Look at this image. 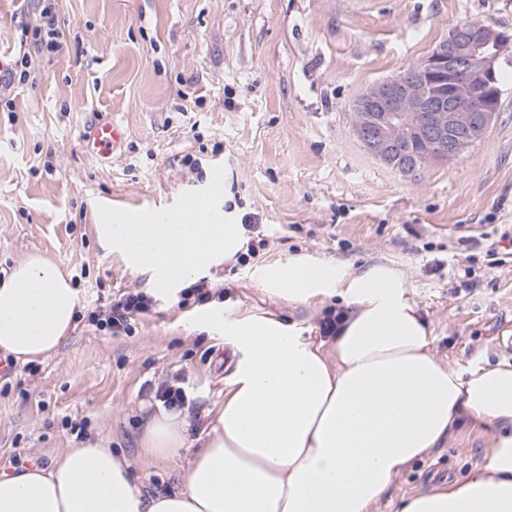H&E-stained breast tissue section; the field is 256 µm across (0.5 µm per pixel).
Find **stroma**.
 <instances>
[{"label":"stroma","mask_w":512,"mask_h":512,"mask_svg":"<svg viewBox=\"0 0 512 512\" xmlns=\"http://www.w3.org/2000/svg\"><path fill=\"white\" fill-rule=\"evenodd\" d=\"M47 5L54 53L22 32ZM460 21L510 31L512 0H0V55L31 61L28 81L0 93V277L39 253L80 297L58 352L0 378V473L49 467L84 433L127 457L144 492L181 489L234 372L225 324L273 317L320 343L322 321L339 312L332 298L291 303L264 290L298 257L352 270L391 260L441 359L463 372L512 362L496 341L512 334V54L498 66V119L452 164L404 178L349 123L362 90L419 62ZM106 113L126 133L109 166L81 141ZM186 194L209 199L225 223L255 218L244 229L255 257L200 270L205 304L157 294L96 231L105 214H169ZM134 288L152 307L131 334L91 324L104 298ZM174 374L189 401L184 445L155 459L140 439L162 405L145 385ZM488 447L486 432L461 422L375 512L466 478Z\"/></svg>","instance_id":"35a3bbf8"}]
</instances>
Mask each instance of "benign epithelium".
I'll use <instances>...</instances> for the list:
<instances>
[{
	"label": "benign epithelium",
	"mask_w": 512,
	"mask_h": 512,
	"mask_svg": "<svg viewBox=\"0 0 512 512\" xmlns=\"http://www.w3.org/2000/svg\"><path fill=\"white\" fill-rule=\"evenodd\" d=\"M512 51V32L453 25L411 73L377 81L353 102V135L369 155L415 178L459 158L497 119L495 67Z\"/></svg>",
	"instance_id": "obj_1"
}]
</instances>
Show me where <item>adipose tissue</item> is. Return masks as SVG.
<instances>
[{
  "label": "adipose tissue",
  "mask_w": 512,
  "mask_h": 512,
  "mask_svg": "<svg viewBox=\"0 0 512 512\" xmlns=\"http://www.w3.org/2000/svg\"><path fill=\"white\" fill-rule=\"evenodd\" d=\"M97 231L161 294L242 243L241 225L205 208L190 224L117 218ZM267 283L293 303L338 298L336 335L325 349L271 317L225 327L239 360L183 489L142 492L128 459L98 437L50 467L0 474V512H371L463 419L489 431L485 461L461 481L404 498L398 512H512V363L462 373L439 358L406 275L388 260L353 273L298 258ZM78 307L60 266L29 254L0 280V352L21 363L55 354ZM184 434L183 418L163 411L147 422L143 447L166 459Z\"/></svg>",
  "instance_id": "1"
}]
</instances>
